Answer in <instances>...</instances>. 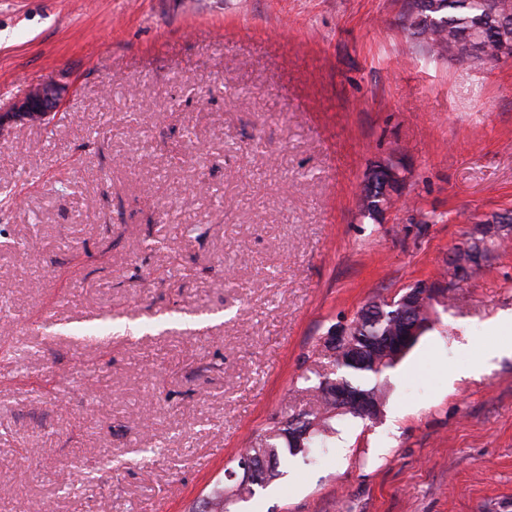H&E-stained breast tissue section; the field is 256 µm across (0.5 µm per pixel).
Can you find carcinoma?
<instances>
[{
    "label": "carcinoma",
    "instance_id": "cac0c4a2",
    "mask_svg": "<svg viewBox=\"0 0 512 512\" xmlns=\"http://www.w3.org/2000/svg\"><path fill=\"white\" fill-rule=\"evenodd\" d=\"M512 14V0H411L404 15V27L418 39L426 52L438 58L473 59L480 62H496L503 49L512 47V31L503 30L497 24L500 13ZM399 308H383L369 316L355 320L350 344L364 349L357 358L339 347L329 354L338 370L335 377L317 376L310 389L320 401L322 411L285 415L277 425L258 435L250 445L247 455L255 460L256 469L249 481H241L230 488L217 484L209 494L211 512H229L231 490L237 500L251 498L256 488L280 475L279 467L288 465V456H295L310 447L314 438L326 444L328 434L334 432L329 419L340 413L363 417L353 406L336 402L334 390L342 385L353 391L370 395L376 404H382L380 384L383 375L394 368L396 359H388L380 350L371 351L369 346L382 336L396 332L401 327Z\"/></svg>",
    "mask_w": 512,
    "mask_h": 512
}]
</instances>
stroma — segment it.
<instances>
[{
	"mask_svg": "<svg viewBox=\"0 0 512 512\" xmlns=\"http://www.w3.org/2000/svg\"><path fill=\"white\" fill-rule=\"evenodd\" d=\"M408 0H0V512H191L283 413L321 343L443 285L375 419L231 512H512V58L429 59ZM400 201L363 217L367 170ZM64 88L55 82L40 84L31 88L25 97L16 102L7 114H0V128L4 119L49 122L59 109L63 100ZM477 242L482 243V250H483V259L487 258L488 255L494 250L495 248V239L489 238L485 239L484 236H481L479 238H474L473 241L467 246V249H469L468 253H463L461 255H453L452 259L453 261H456L458 265L468 267L471 265H475L476 263H481V252L478 250H472L478 247Z\"/></svg>",
	"mask_w": 512,
	"mask_h": 512,
	"instance_id": "obj_1",
	"label": "stroma"
}]
</instances>
